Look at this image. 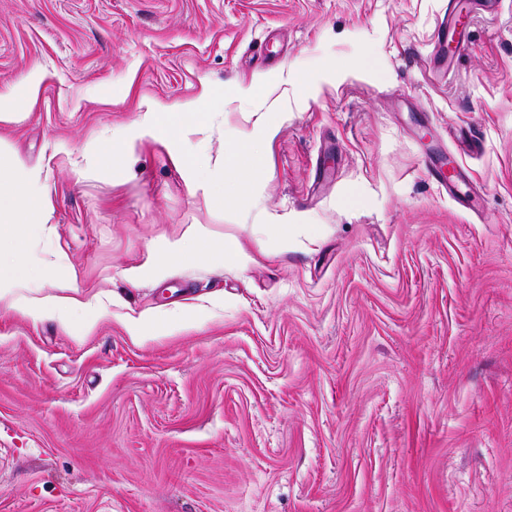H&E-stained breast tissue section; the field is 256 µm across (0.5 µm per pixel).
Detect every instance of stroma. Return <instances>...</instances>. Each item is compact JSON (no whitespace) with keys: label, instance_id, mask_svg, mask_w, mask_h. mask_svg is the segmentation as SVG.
Here are the masks:
<instances>
[{"label":"stroma","instance_id":"obj_1","mask_svg":"<svg viewBox=\"0 0 512 512\" xmlns=\"http://www.w3.org/2000/svg\"><path fill=\"white\" fill-rule=\"evenodd\" d=\"M447 10L0 0V97L39 83L0 155L54 208L29 256L44 292L112 299L89 336L0 303V512H512V0L443 74ZM151 100L196 102L202 133L101 166L90 140ZM462 126L469 212L426 171ZM195 224L250 263L124 279ZM177 161L180 164L188 166L193 169V176L191 179V188L194 192L201 191L203 194L213 197L216 205L223 206L224 204V192L216 191L214 186L209 179L204 168L195 167L183 156H179Z\"/></svg>","mask_w":512,"mask_h":512}]
</instances>
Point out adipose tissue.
<instances>
[{
  "label": "adipose tissue",
  "mask_w": 512,
  "mask_h": 512,
  "mask_svg": "<svg viewBox=\"0 0 512 512\" xmlns=\"http://www.w3.org/2000/svg\"><path fill=\"white\" fill-rule=\"evenodd\" d=\"M196 103L176 105L151 101L140 117L141 135L173 141L186 139L189 128L178 122L181 114L197 112ZM53 204L50 190L40 169L27 166L20 159L10 162L8 172H0V302L32 320L56 319L68 326L71 311H81L85 333H92L110 309L96 299L46 294L43 282L52 268L32 262L29 245L34 229H49ZM214 244L202 227H194L188 236L166 242L161 253L145 264L126 269L130 283L160 280L176 262L204 260L214 255Z\"/></svg>",
  "instance_id": "1"
}]
</instances>
